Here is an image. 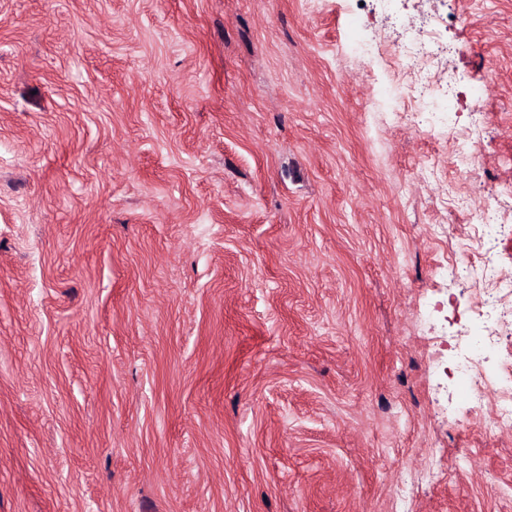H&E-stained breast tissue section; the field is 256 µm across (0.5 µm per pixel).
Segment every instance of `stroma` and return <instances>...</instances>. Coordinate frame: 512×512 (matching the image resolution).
Returning a JSON list of instances; mask_svg holds the SVG:
<instances>
[{"label": "stroma", "mask_w": 512, "mask_h": 512, "mask_svg": "<svg viewBox=\"0 0 512 512\" xmlns=\"http://www.w3.org/2000/svg\"><path fill=\"white\" fill-rule=\"evenodd\" d=\"M430 13L475 175L378 105ZM477 179L512 199V0H0V512H512L432 363Z\"/></svg>", "instance_id": "1"}]
</instances>
